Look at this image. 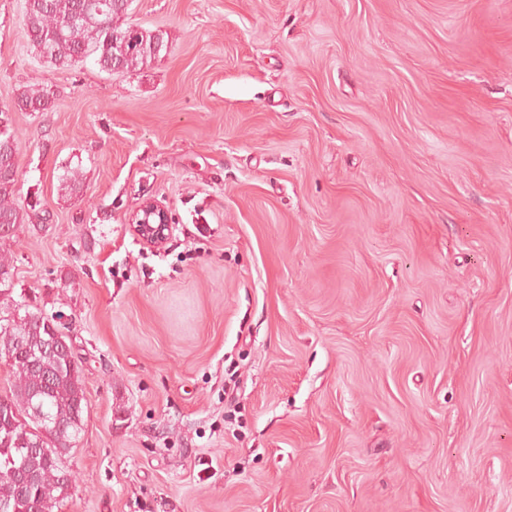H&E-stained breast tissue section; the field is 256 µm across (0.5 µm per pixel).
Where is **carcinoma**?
I'll return each mask as SVG.
<instances>
[{
    "instance_id": "obj_1",
    "label": "carcinoma",
    "mask_w": 512,
    "mask_h": 512,
    "mask_svg": "<svg viewBox=\"0 0 512 512\" xmlns=\"http://www.w3.org/2000/svg\"><path fill=\"white\" fill-rule=\"evenodd\" d=\"M128 0H25L24 22L37 54L59 67L72 66L91 55L100 69L128 73L159 56L166 48L162 34L128 22ZM120 33L125 46L114 45ZM50 92L43 87L22 91L13 102L20 112H46ZM18 138L8 113L0 112V359L9 362L11 384L0 394V507L6 512H57L76 486L66 467V452L83 431L88 412L80 369L72 348L59 345L39 363L26 352L49 344L54 320L14 298L15 267L9 247L29 218L13 201ZM42 406L47 420L32 424L34 433L23 434L20 417L32 406ZM66 424L63 436L52 421ZM59 452L45 455L42 447ZM37 480L24 487L14 475L19 466Z\"/></svg>"
}]
</instances>
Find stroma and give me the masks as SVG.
<instances>
[{
  "instance_id": "35a3bbf8",
  "label": "stroma",
  "mask_w": 512,
  "mask_h": 512,
  "mask_svg": "<svg viewBox=\"0 0 512 512\" xmlns=\"http://www.w3.org/2000/svg\"><path fill=\"white\" fill-rule=\"evenodd\" d=\"M128 19L167 48L110 75L0 0V108L52 96L12 114L14 202L50 214L16 282L88 403L60 512H512V0ZM50 105V92L43 87L26 89L13 102V108L20 112H45ZM170 223L167 211L154 203H147L131 218L134 233L146 242L164 240Z\"/></svg>"
}]
</instances>
